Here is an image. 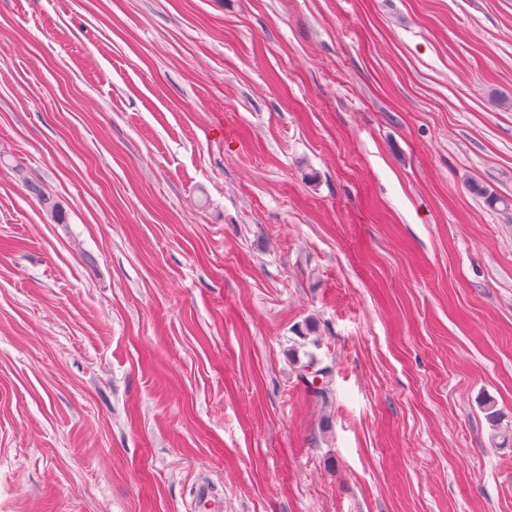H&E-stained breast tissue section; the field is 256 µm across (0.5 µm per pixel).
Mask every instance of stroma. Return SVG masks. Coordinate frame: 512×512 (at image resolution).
Returning <instances> with one entry per match:
<instances>
[{
    "mask_svg": "<svg viewBox=\"0 0 512 512\" xmlns=\"http://www.w3.org/2000/svg\"><path fill=\"white\" fill-rule=\"evenodd\" d=\"M478 185L512 0H0V512H512Z\"/></svg>",
    "mask_w": 512,
    "mask_h": 512,
    "instance_id": "35a3bbf8",
    "label": "stroma"
}]
</instances>
